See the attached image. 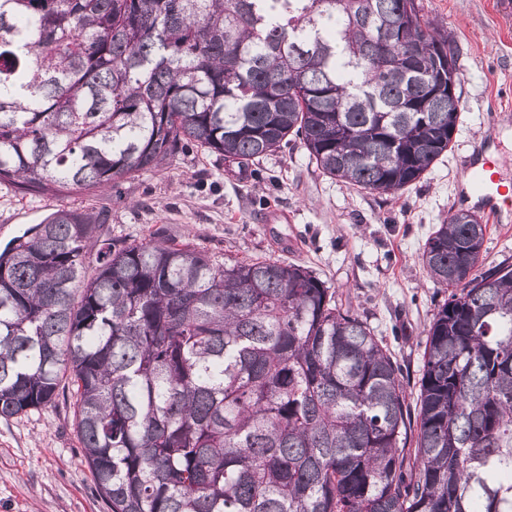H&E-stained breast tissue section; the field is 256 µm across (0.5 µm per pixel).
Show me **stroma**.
I'll return each instance as SVG.
<instances>
[{"instance_id":"obj_1","label":"stroma","mask_w":512,"mask_h":512,"mask_svg":"<svg viewBox=\"0 0 512 512\" xmlns=\"http://www.w3.org/2000/svg\"><path fill=\"white\" fill-rule=\"evenodd\" d=\"M497 0H419L425 18L458 49L460 118L452 141L415 184L395 195L358 192L324 175L290 141L238 179L222 156L190 151L164 174L116 190L21 195L0 186V248L59 206L112 214L113 241L158 232L189 241L215 263L277 259L316 272L383 337L415 389L440 288L419 256L449 212L480 211L466 189L465 160L483 154L512 181V19ZM485 266L512 264V210L489 222ZM0 512H108L83 462L70 396L0 417Z\"/></svg>"}]
</instances>
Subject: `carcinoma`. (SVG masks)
Returning a JSON list of instances; mask_svg holds the SVG:
<instances>
[{
    "label": "carcinoma",
    "instance_id": "1",
    "mask_svg": "<svg viewBox=\"0 0 512 512\" xmlns=\"http://www.w3.org/2000/svg\"><path fill=\"white\" fill-rule=\"evenodd\" d=\"M457 52L417 0H0V185L112 190L292 136L392 195L448 150ZM110 223L60 207L0 252V417L69 377L109 512H512V265L484 267L480 215L424 244L447 297L414 392L309 268Z\"/></svg>",
    "mask_w": 512,
    "mask_h": 512
}]
</instances>
